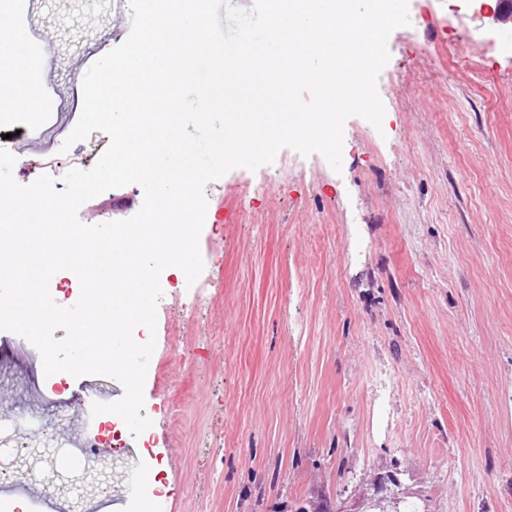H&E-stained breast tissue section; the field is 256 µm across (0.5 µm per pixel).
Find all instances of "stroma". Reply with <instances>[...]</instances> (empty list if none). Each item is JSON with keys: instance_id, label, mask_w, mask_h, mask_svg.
Returning a JSON list of instances; mask_svg holds the SVG:
<instances>
[{"instance_id": "35a3bbf8", "label": "stroma", "mask_w": 512, "mask_h": 512, "mask_svg": "<svg viewBox=\"0 0 512 512\" xmlns=\"http://www.w3.org/2000/svg\"><path fill=\"white\" fill-rule=\"evenodd\" d=\"M503 0H408L342 169L279 150L206 187L195 284L163 271L144 383L151 426L112 451V512H296L391 472L428 512H512V21ZM40 111L0 109L29 184L78 121L82 79L129 0H25ZM130 184L79 210L125 220ZM23 357L0 420L51 418ZM162 467L146 492L144 470Z\"/></svg>"}]
</instances>
